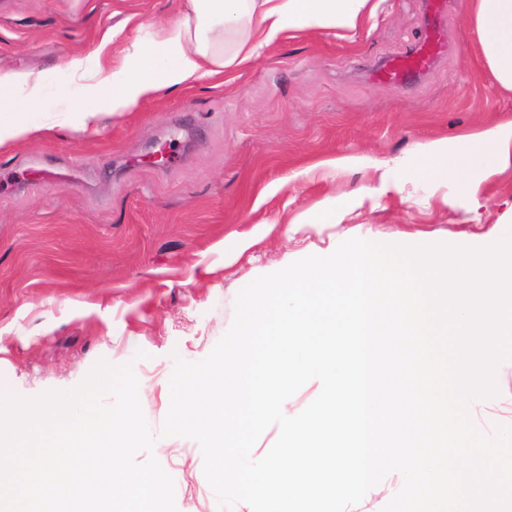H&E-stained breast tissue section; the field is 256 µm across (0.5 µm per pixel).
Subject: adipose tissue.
Instances as JSON below:
<instances>
[{"instance_id": "obj_1", "label": "adipose tissue", "mask_w": 512, "mask_h": 512, "mask_svg": "<svg viewBox=\"0 0 512 512\" xmlns=\"http://www.w3.org/2000/svg\"><path fill=\"white\" fill-rule=\"evenodd\" d=\"M377 8V0H182L177 20L156 25L149 40L133 42L111 64L100 57L120 31H107L91 51L90 56L99 60L96 73H89L87 58H70L68 81L56 96L65 100L70 88L80 89L77 105L67 109V121L93 136L100 113L120 115L162 92L254 63L286 34L313 28L355 29L371 20ZM466 8L482 65L503 89L512 91V0H467ZM58 124L39 74L0 72V151L39 139ZM510 166L512 119L422 145L408 160L405 173L432 174L446 189L444 202L450 203L462 195H476L475 170Z\"/></svg>"}]
</instances>
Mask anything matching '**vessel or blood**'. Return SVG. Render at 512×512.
<instances>
[{"label": "vessel or blood", "instance_id": "vessel-or-blood-1", "mask_svg": "<svg viewBox=\"0 0 512 512\" xmlns=\"http://www.w3.org/2000/svg\"><path fill=\"white\" fill-rule=\"evenodd\" d=\"M428 9L427 40L404 55L389 59L381 67L372 70V80L391 81L402 85L419 81L447 52L448 41L444 26V17L448 10L447 0H429Z\"/></svg>", "mask_w": 512, "mask_h": 512}]
</instances>
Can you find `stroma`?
<instances>
[{
  "label": "stroma",
  "mask_w": 512,
  "mask_h": 512,
  "mask_svg": "<svg viewBox=\"0 0 512 512\" xmlns=\"http://www.w3.org/2000/svg\"><path fill=\"white\" fill-rule=\"evenodd\" d=\"M424 0H382L372 21L337 37L311 29L271 46L252 67L161 94L100 134L55 128L0 153V382L34 398L78 387L101 361L132 364L155 441L176 478L177 512L221 508L199 444L164 437L176 360L206 358L230 328L238 292L259 276L365 237L497 242L512 233V167L476 197L443 204L428 181L382 188L375 164L402 163L419 146L512 118L477 55L465 0H451L452 52L417 85L368 80L377 61L427 37ZM181 0H0V71L63 84L70 57L125 24L108 59ZM168 162L152 163L158 144ZM339 168H330L331 160ZM335 215L332 224L309 214ZM237 233L254 245L235 254ZM496 395L471 418L483 433L512 420V361L496 369Z\"/></svg>",
  "instance_id": "1"
}]
</instances>
